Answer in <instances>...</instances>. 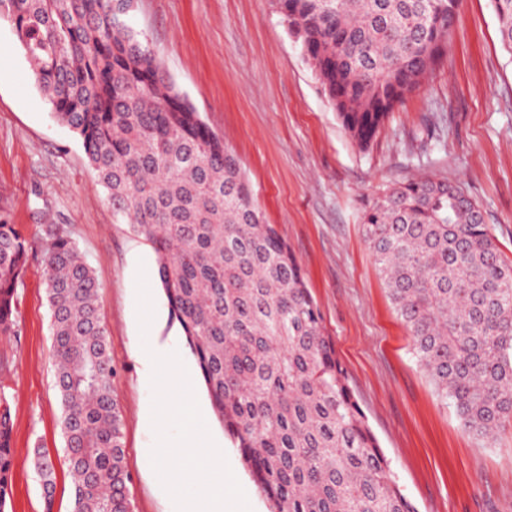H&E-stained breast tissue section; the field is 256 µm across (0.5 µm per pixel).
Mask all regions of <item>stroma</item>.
<instances>
[{
    "label": "stroma",
    "instance_id": "1",
    "mask_svg": "<svg viewBox=\"0 0 512 512\" xmlns=\"http://www.w3.org/2000/svg\"><path fill=\"white\" fill-rule=\"evenodd\" d=\"M128 22L164 75L224 140L256 204L295 255L354 395L419 512H512V422L492 441L464 432L412 353L364 239L362 215L418 175L459 186L512 261V54L491 0H460L445 55L390 112L367 149L342 126L274 0H135ZM0 220L30 243L13 333L0 335V392L13 422L5 512H70L73 484L52 361L41 241L65 226L99 285L98 314L116 373L134 512H182L155 474L157 395L140 357L169 345L195 356L163 290L152 245L118 223L79 138L54 118L10 26L0 22ZM50 451L45 501L33 450Z\"/></svg>",
    "mask_w": 512,
    "mask_h": 512
}]
</instances>
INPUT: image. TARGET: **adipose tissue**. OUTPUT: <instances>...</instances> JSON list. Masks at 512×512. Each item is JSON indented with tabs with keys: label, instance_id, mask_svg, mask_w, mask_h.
<instances>
[{
	"label": "adipose tissue",
	"instance_id": "1",
	"mask_svg": "<svg viewBox=\"0 0 512 512\" xmlns=\"http://www.w3.org/2000/svg\"><path fill=\"white\" fill-rule=\"evenodd\" d=\"M151 361L166 364L165 373L155 376V388L163 415L178 416L183 406H190L200 420H207L206 408L196 399L177 396L182 385L191 382L192 367L160 350L147 352ZM156 471L161 483L174 494H184V512H234L237 497L247 495L246 486L224 488L223 450L210 439L185 433L172 439L159 434L156 446Z\"/></svg>",
	"mask_w": 512,
	"mask_h": 512
}]
</instances>
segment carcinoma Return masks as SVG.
Wrapping results in <instances>:
<instances>
[{"label":"carcinoma","mask_w":512,"mask_h":512,"mask_svg":"<svg viewBox=\"0 0 512 512\" xmlns=\"http://www.w3.org/2000/svg\"><path fill=\"white\" fill-rule=\"evenodd\" d=\"M132 0H0L55 118L81 140L117 217L149 241L212 408L271 512H418L326 336L301 269L224 142L128 24ZM350 138L366 147L442 56L454 0H275ZM512 51V0H495ZM434 178L375 198L364 236L413 355L463 429L512 420V262L478 205ZM30 246L0 221V334ZM71 512H133L98 283L69 233L43 244ZM33 462L52 506L54 461ZM13 464L0 396V512Z\"/></svg>","instance_id":"carcinoma-1"}]
</instances>
